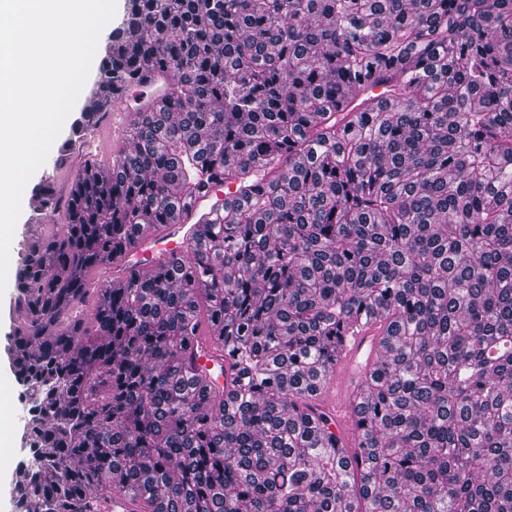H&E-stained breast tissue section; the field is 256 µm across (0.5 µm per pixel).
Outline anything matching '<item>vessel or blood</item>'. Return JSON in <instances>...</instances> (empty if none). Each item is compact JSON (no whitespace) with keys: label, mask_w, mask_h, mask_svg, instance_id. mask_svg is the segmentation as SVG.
Listing matches in <instances>:
<instances>
[{"label":"vessel or blood","mask_w":512,"mask_h":512,"mask_svg":"<svg viewBox=\"0 0 512 512\" xmlns=\"http://www.w3.org/2000/svg\"><path fill=\"white\" fill-rule=\"evenodd\" d=\"M156 78H149L130 88L126 103L108 109L105 119L97 127L89 129L73 149L74 159L68 168L82 177L92 176L88 159H96L102 166H109L110 152L120 149L128 132L129 113L144 109L147 102H158ZM197 207H190L180 214L173 224L157 232L143 231L134 246L125 248L120 264H107L99 274V283L107 288L122 285L126 271H143L148 267L171 264L188 258L192 245L193 220ZM378 323H371L345 339L335 364L328 370L317 401L331 418L330 429L339 438L357 436L358 395L372 367L379 347ZM221 342L217 337H207L195 366L204 372H215V383L229 387L233 379L232 363L222 356Z\"/></svg>","instance_id":"b4317fda"}]
</instances>
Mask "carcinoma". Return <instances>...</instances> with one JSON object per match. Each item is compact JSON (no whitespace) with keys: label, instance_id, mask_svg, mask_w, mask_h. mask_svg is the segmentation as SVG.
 Wrapping results in <instances>:
<instances>
[{"label":"carcinoma","instance_id":"obj_1","mask_svg":"<svg viewBox=\"0 0 512 512\" xmlns=\"http://www.w3.org/2000/svg\"><path fill=\"white\" fill-rule=\"evenodd\" d=\"M92 103L172 76L112 173L38 184L0 342L31 457L14 512H512V0H125ZM375 77L395 102L341 111ZM99 112L76 113L64 166ZM235 195L170 268L102 288L142 225ZM384 337L358 440L316 393ZM224 337L229 392L190 350Z\"/></svg>","mask_w":512,"mask_h":512}]
</instances>
